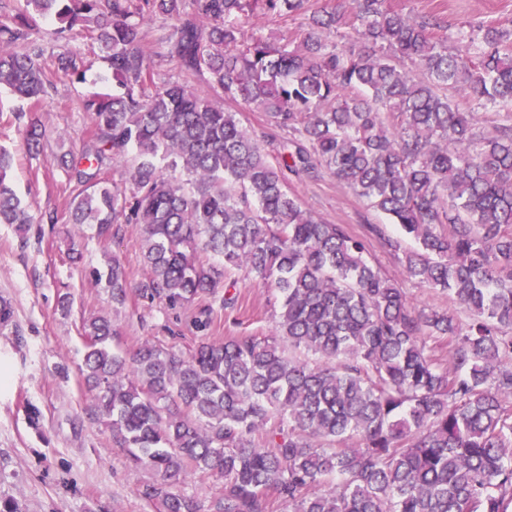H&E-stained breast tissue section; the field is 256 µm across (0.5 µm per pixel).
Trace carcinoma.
<instances>
[{
    "instance_id": "cac0c4a2",
    "label": "carcinoma",
    "mask_w": 512,
    "mask_h": 512,
    "mask_svg": "<svg viewBox=\"0 0 512 512\" xmlns=\"http://www.w3.org/2000/svg\"><path fill=\"white\" fill-rule=\"evenodd\" d=\"M259 13L306 14L307 28L241 39ZM157 15L175 24L149 41ZM43 18L61 38L95 35L114 81L85 100L91 129L64 161L67 223L102 238L141 225L142 293L207 300L206 326L236 305L237 273L278 298L275 337L206 336L188 354L147 340L123 355L110 318L86 323L79 373L95 415L153 472L144 497L162 512H512V31L461 29L450 47L437 19L391 0H25L0 16L18 124L52 86L31 41ZM341 27L359 49L327 40ZM153 56L176 59L181 79L156 81ZM55 71L84 80L72 53ZM240 106L286 133L285 153L270 159L275 137L244 126ZM488 106L508 109L490 134L475 112ZM12 165L0 148V224H32ZM323 171L414 240L407 279L466 321L412 304L365 238L288 189ZM93 277L125 303L117 258ZM189 472L224 479L223 493L205 506L176 489Z\"/></svg>"
}]
</instances>
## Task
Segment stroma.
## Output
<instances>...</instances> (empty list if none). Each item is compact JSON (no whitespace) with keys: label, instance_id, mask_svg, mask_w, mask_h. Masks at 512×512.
<instances>
[{"label":"stroma","instance_id":"obj_1","mask_svg":"<svg viewBox=\"0 0 512 512\" xmlns=\"http://www.w3.org/2000/svg\"><path fill=\"white\" fill-rule=\"evenodd\" d=\"M411 18L435 14L442 18L441 36H455L469 24L512 26V0H392ZM53 20L42 19L33 35L46 62L71 52L85 72L78 82L53 78L43 107L33 117L46 129L43 148L29 156L14 128L0 125V148L15 153L11 177L20 199L35 217L19 229L0 224V294L10 295L14 317L0 329V501L14 502L18 512H157L142 496L151 473L134 466L112 438L104 421L92 414L91 393L80 382L78 366L85 353L84 320L114 315L120 332L119 351H133L144 340L187 352L201 334L270 336L275 332L274 294L250 281L237 288L236 315L222 317L207 332L195 321L201 303L171 309L143 296L146 271L139 225H123L118 236L98 237L93 226L42 222L49 212L65 216L70 187L62 156L81 145L91 121L83 103L92 94L112 90V74L98 43L77 34L57 38ZM305 208L329 224H344L371 239L375 262L404 288L418 307L453 311L447 295L407 280L403 254L414 243L397 225L349 186L328 173L289 182ZM398 240L393 252L373 241L374 230ZM119 257L127 273V299L112 304L107 288L92 280L107 256ZM71 293L73 304L61 311L58 297Z\"/></svg>","mask_w":512,"mask_h":512}]
</instances>
